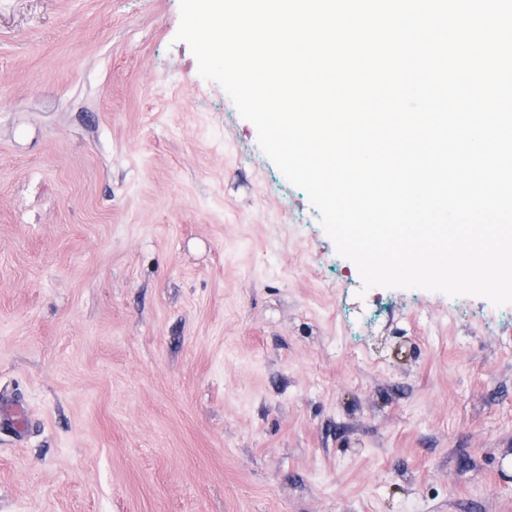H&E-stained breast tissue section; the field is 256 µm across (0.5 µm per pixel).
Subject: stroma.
<instances>
[{"instance_id": "obj_1", "label": "stroma", "mask_w": 512, "mask_h": 512, "mask_svg": "<svg viewBox=\"0 0 512 512\" xmlns=\"http://www.w3.org/2000/svg\"><path fill=\"white\" fill-rule=\"evenodd\" d=\"M179 24L0 0V512H512V303L363 289Z\"/></svg>"}]
</instances>
